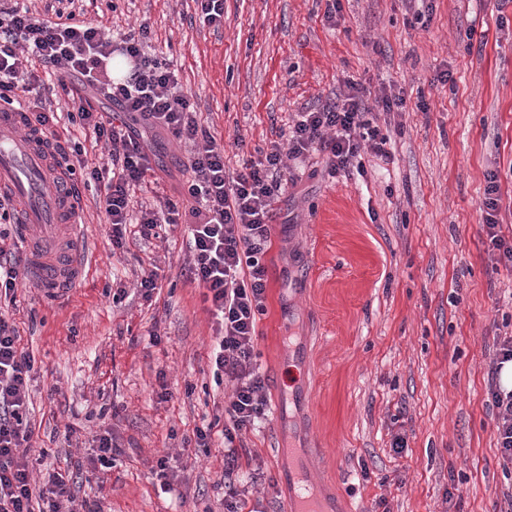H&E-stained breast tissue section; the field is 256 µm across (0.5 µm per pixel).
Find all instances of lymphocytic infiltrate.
<instances>
[{
	"instance_id": "lymphocytic-infiltrate-1",
	"label": "lymphocytic infiltrate",
	"mask_w": 512,
	"mask_h": 512,
	"mask_svg": "<svg viewBox=\"0 0 512 512\" xmlns=\"http://www.w3.org/2000/svg\"><path fill=\"white\" fill-rule=\"evenodd\" d=\"M146 27H139L112 43L101 27L88 21L78 0H47L43 13L18 6L0 7V108L26 105L39 124L60 121L91 130L95 142L109 152L102 165L88 166L85 148L74 139L56 140L54 149L66 164V173L80 187L97 186L99 207L111 226L113 248L128 241L158 238L163 225L190 215L193 261L190 281L205 290L204 300L216 320V343L209 361L216 383L230 381L233 390L224 406L223 421H212L194 431L197 446L217 444L224 449V509L244 512L248 489L241 472L246 453L243 434L254 430L269 405L266 383L255 362L257 316L264 311L268 276L263 258L271 244L274 204L282 193L284 157L307 160L326 157L329 175L364 173L362 149L390 159V141L380 122L405 112L403 98L377 96L376 108L365 103L362 83L347 81L332 102L299 113L288 131L286 146H272L264 158L244 160L235 176L224 166V144L197 118L175 69L148 54ZM123 57L128 75L112 79V56ZM67 98L65 114L46 108L40 96L46 79ZM116 106L126 117L115 125L98 101ZM166 134L189 146L185 180L175 195L159 206L144 207L132 217V191L152 169L144 131ZM500 187L488 175L484 193L483 228L496 263L512 272V243L499 235ZM13 221L11 195L0 192V297L15 300L21 256L8 246L7 229ZM512 365V336L498 345L488 383V399L496 410L494 429L504 465L512 466V388L501 383L506 365ZM35 359L21 343L14 322L0 311V512H102L98 503L77 499L70 475L49 473L36 484L26 449L33 431L30 382Z\"/></svg>"
}]
</instances>
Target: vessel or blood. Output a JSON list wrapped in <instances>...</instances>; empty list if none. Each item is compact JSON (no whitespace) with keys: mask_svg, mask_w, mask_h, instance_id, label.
Segmentation results:
<instances>
[{"mask_svg":"<svg viewBox=\"0 0 512 512\" xmlns=\"http://www.w3.org/2000/svg\"><path fill=\"white\" fill-rule=\"evenodd\" d=\"M35 124L34 114L22 108L0 113V188L15 202L24 276L38 290L61 294L81 273L76 248L84 238V200L62 177L50 147L36 142Z\"/></svg>","mask_w":512,"mask_h":512,"instance_id":"1","label":"vessel or blood"}]
</instances>
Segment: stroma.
Returning a JSON list of instances; mask_svg holds the SVG:
<instances>
[{
  "label": "stroma",
  "instance_id": "obj_1",
  "mask_svg": "<svg viewBox=\"0 0 512 512\" xmlns=\"http://www.w3.org/2000/svg\"><path fill=\"white\" fill-rule=\"evenodd\" d=\"M111 36L146 25L172 58L226 170L286 144L297 113L346 81L403 96L390 160L363 153L365 175H317L275 203L256 363L270 415L247 433L258 478L250 512H281L307 460L309 491L335 512H506L505 472L487 400L492 360L512 334V273L495 271L482 228L486 175L499 173L501 234L512 239V0H224L221 24L198 0H86ZM133 201L174 192L186 148L158 137ZM83 275L58 298L19 282L10 306L36 360L37 470L121 444L113 467L73 488L104 512H225L224 457L194 447L232 392L208 352L215 323L186 278L190 227L113 250L84 192ZM158 265L151 298L140 271ZM406 446L395 452V436ZM167 461V478L158 475Z\"/></svg>",
  "mask_w": 512,
  "mask_h": 512
}]
</instances>
